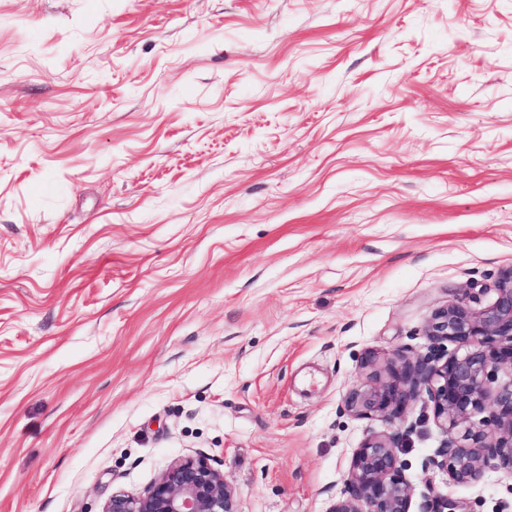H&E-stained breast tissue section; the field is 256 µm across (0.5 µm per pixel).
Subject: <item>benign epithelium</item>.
I'll list each match as a JSON object with an SVG mask.
<instances>
[{"label":"benign epithelium","mask_w":512,"mask_h":512,"mask_svg":"<svg viewBox=\"0 0 512 512\" xmlns=\"http://www.w3.org/2000/svg\"><path fill=\"white\" fill-rule=\"evenodd\" d=\"M493 291L494 300L481 309L461 294L435 310L425 327L430 344L424 354L409 359L397 352L383 362L365 354L368 381L342 401L346 412L390 424L416 401L431 403L443 439L424 468L458 484L478 483L490 468L512 470V379L489 387L499 372L512 376V268ZM399 439L397 432L372 435L355 449L346 477L350 499L330 512H410L412 486L397 454ZM102 512H236V493L207 458L188 456L140 495L113 493ZM423 512L472 510L462 500L435 495Z\"/></svg>","instance_id":"obj_1"}]
</instances>
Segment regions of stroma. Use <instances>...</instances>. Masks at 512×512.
<instances>
[{"label": "stroma", "instance_id": "obj_1", "mask_svg": "<svg viewBox=\"0 0 512 512\" xmlns=\"http://www.w3.org/2000/svg\"><path fill=\"white\" fill-rule=\"evenodd\" d=\"M512 268V0H0V512H102L208 457L330 512L365 351ZM512 512V471L423 469Z\"/></svg>", "mask_w": 512, "mask_h": 512}]
</instances>
